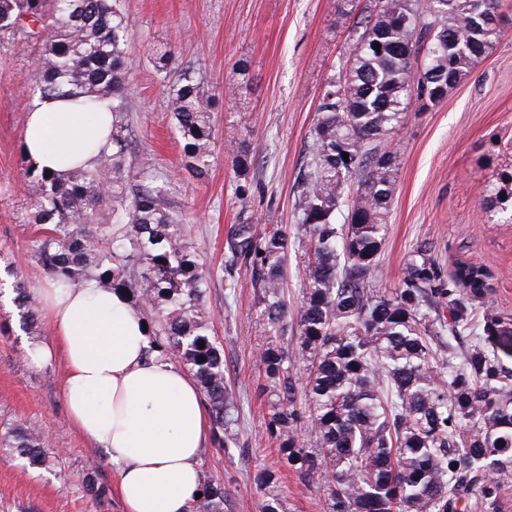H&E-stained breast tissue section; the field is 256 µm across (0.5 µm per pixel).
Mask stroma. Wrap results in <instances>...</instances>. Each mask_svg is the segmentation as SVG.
<instances>
[{
  "label": "stroma",
  "instance_id": "1",
  "mask_svg": "<svg viewBox=\"0 0 512 512\" xmlns=\"http://www.w3.org/2000/svg\"><path fill=\"white\" fill-rule=\"evenodd\" d=\"M370 0H123L133 41L127 53L134 130L133 165L149 163L171 183L170 202L185 214L201 259L225 265L233 225L290 227L298 179L310 159L317 105L325 83L339 75L357 34V16ZM171 43L177 60L191 66L219 104L214 112L213 164L205 180L181 170L182 147L172 128L169 84L154 70L148 50ZM247 59L251 84L237 98L224 96L237 83L235 64ZM39 62L33 48L0 38V432L36 427L55 460L52 471L24 468L0 448V512H119L116 468L70 421L60 394L62 356L34 361L49 345L23 332L16 316L13 271L32 263L37 235L29 224L32 200L24 185L23 129L34 101L30 78ZM247 140L254 164L249 189L239 179L226 144ZM398 169L381 269L373 286L398 288L405 260L422 248L444 273L457 264L483 266L490 275L491 307L512 316V222L490 216L481 201L498 173L512 168V30L436 107L409 106L394 136ZM209 326L224 344L225 376L240 412L230 447L208 442L200 460L205 478L229 488L224 512H260L257 469H279L275 488L286 512H324L321 490L280 468L264 415L274 399L256 354L267 337L250 272H234L233 287L214 277ZM106 487L95 498L87 473Z\"/></svg>",
  "mask_w": 512,
  "mask_h": 512
}]
</instances>
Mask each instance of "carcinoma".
<instances>
[{
    "mask_svg": "<svg viewBox=\"0 0 512 512\" xmlns=\"http://www.w3.org/2000/svg\"><path fill=\"white\" fill-rule=\"evenodd\" d=\"M357 26L352 54L318 105L295 232L238 224L229 241L227 273L239 264L250 271L267 325L257 353L275 396L266 432L280 461L322 489L327 512H494L512 479V317L488 307L483 267L464 263L446 279L422 249L410 253L394 292L371 284L396 184L388 138L411 103L438 104L497 46L506 28L501 0H389L363 12ZM5 34L38 49L30 84L40 97L84 96L112 115L110 150L93 167L58 177L25 166L29 223L38 225L35 270L64 288L92 278L130 292L151 328L147 354L192 375L213 440L225 445L239 409L225 383L224 344L209 328L214 270L190 243L167 181L128 161L131 34L119 0H0ZM148 55L156 73H171V46ZM213 109L214 95L182 68L169 112L180 166L198 180L213 158ZM231 153L238 177L247 178L250 145L239 141ZM482 205L512 218V170L499 174ZM290 257L300 278L295 309L285 295ZM16 277L22 326L36 336L37 299L26 276ZM0 447L32 468L45 465L46 442L30 427L1 434ZM253 481L265 491L276 473L259 469ZM227 498L224 481L207 480L197 512H224Z\"/></svg>",
    "mask_w": 512,
    "mask_h": 512,
    "instance_id": "1",
    "label": "carcinoma"
}]
</instances>
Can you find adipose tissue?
I'll list each match as a JSON object with an SVG mask.
<instances>
[{"mask_svg": "<svg viewBox=\"0 0 512 512\" xmlns=\"http://www.w3.org/2000/svg\"><path fill=\"white\" fill-rule=\"evenodd\" d=\"M109 145L84 98H41L27 111L23 152L37 168H89ZM41 299L65 364L69 417L116 465L120 512H189L210 439L194 378L148 355L146 320L123 293L90 279L79 288L49 286Z\"/></svg>", "mask_w": 512, "mask_h": 512, "instance_id": "ef3b65f1", "label": "adipose tissue"}]
</instances>
